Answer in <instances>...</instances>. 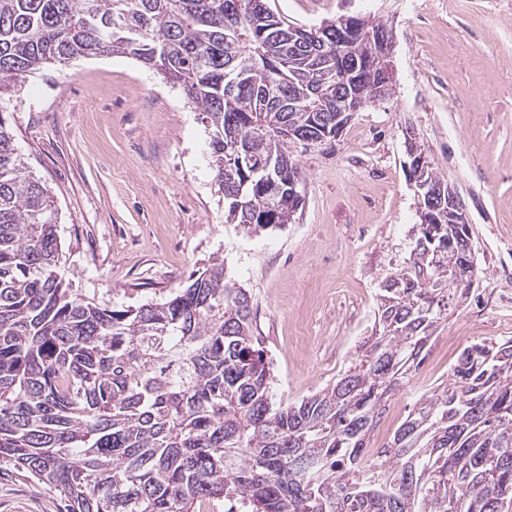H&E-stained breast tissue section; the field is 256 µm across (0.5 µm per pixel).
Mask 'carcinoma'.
<instances>
[{
    "mask_svg": "<svg viewBox=\"0 0 512 512\" xmlns=\"http://www.w3.org/2000/svg\"><path fill=\"white\" fill-rule=\"evenodd\" d=\"M249 0H0V97L75 58L121 54L204 114L224 223L254 232L294 220L301 173L283 137L300 106L319 116L309 40ZM233 18L224 20L225 11ZM336 86L362 107L391 55L386 23H320ZM296 33H291V29ZM237 146L224 172V142ZM448 185L428 160L415 183L411 265L383 285L372 335L348 370L274 406L251 295L215 257L162 303L116 309L57 274L50 190L0 121V477L37 483L59 512H504L512 503V338L465 347L390 444L365 460L385 403L426 358L448 308ZM459 225L455 266L477 262Z\"/></svg>",
    "mask_w": 512,
    "mask_h": 512,
    "instance_id": "carcinoma-1",
    "label": "carcinoma"
}]
</instances>
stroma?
Here are the masks:
<instances>
[{
	"label": "stroma",
	"instance_id": "stroma-1",
	"mask_svg": "<svg viewBox=\"0 0 512 512\" xmlns=\"http://www.w3.org/2000/svg\"><path fill=\"white\" fill-rule=\"evenodd\" d=\"M298 25L382 17L395 34L397 85L335 139L290 151L305 177L292 223L250 233L224 221L209 130L177 88L120 55L27 76L0 118L58 210V274L110 306L166 300L210 257L252 296L274 404L314 394L371 335L382 282L418 232L406 138L424 145L461 196L476 283L448 307L428 354L388 400L371 445L389 442L462 349L512 337V0H269ZM40 485L0 479V512H58Z\"/></svg>",
	"mask_w": 512,
	"mask_h": 512
}]
</instances>
